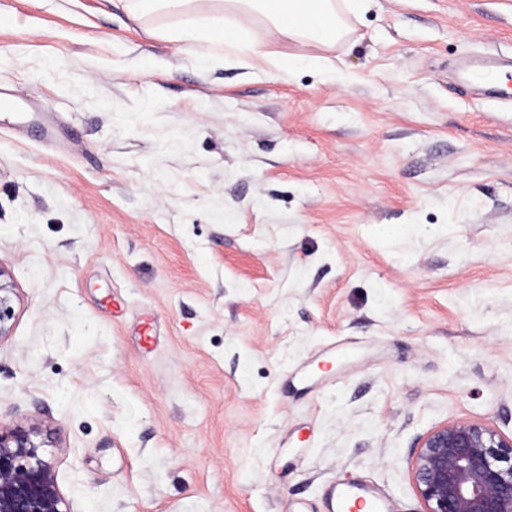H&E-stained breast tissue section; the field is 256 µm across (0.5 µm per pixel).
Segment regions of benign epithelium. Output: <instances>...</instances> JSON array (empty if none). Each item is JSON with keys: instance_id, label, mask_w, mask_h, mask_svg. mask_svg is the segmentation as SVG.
<instances>
[{"instance_id": "benign-epithelium-1", "label": "benign epithelium", "mask_w": 512, "mask_h": 512, "mask_svg": "<svg viewBox=\"0 0 512 512\" xmlns=\"http://www.w3.org/2000/svg\"><path fill=\"white\" fill-rule=\"evenodd\" d=\"M15 296L0 266V339L10 335ZM42 430L0 427V512H63V497L38 449ZM411 478L422 512H512V436L480 422L440 424L417 440Z\"/></svg>"}]
</instances>
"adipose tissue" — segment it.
Wrapping results in <instances>:
<instances>
[{
	"label": "adipose tissue",
	"instance_id": "ef3b65f1",
	"mask_svg": "<svg viewBox=\"0 0 512 512\" xmlns=\"http://www.w3.org/2000/svg\"><path fill=\"white\" fill-rule=\"evenodd\" d=\"M189 0H133L140 15L167 13L177 16L180 35L207 49L223 48L252 57L257 50L245 30L223 16L188 9ZM229 11L247 12L266 22L271 33L288 35L301 44L335 41L343 33L337 0H224Z\"/></svg>",
	"mask_w": 512,
	"mask_h": 512
}]
</instances>
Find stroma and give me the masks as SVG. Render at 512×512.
I'll list each match as a JSON object with an SVG mask.
<instances>
[{"instance_id": "obj_1", "label": "stroma", "mask_w": 512, "mask_h": 512, "mask_svg": "<svg viewBox=\"0 0 512 512\" xmlns=\"http://www.w3.org/2000/svg\"><path fill=\"white\" fill-rule=\"evenodd\" d=\"M0 427L64 512H421L418 438L512 433V0H370L258 57L128 0H0ZM315 57L285 76L264 53ZM20 113L22 124L29 131H35L39 138L53 140L56 136V125L47 112H39L28 99L15 94L2 92L0 89V112ZM13 296L15 293L10 274L0 266V340L10 336L12 330ZM333 512H388L386 502L377 493L350 482L336 485L330 495Z\"/></svg>"}]
</instances>
